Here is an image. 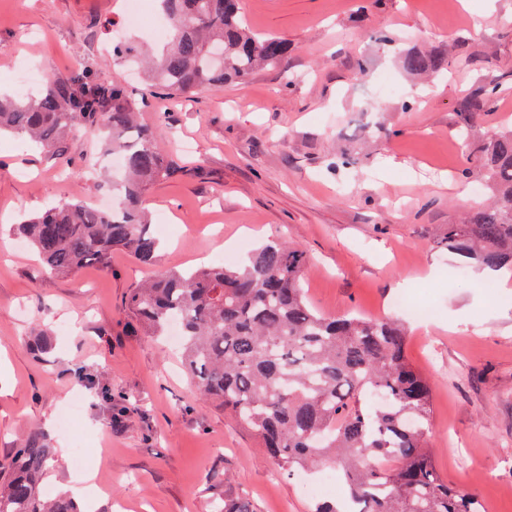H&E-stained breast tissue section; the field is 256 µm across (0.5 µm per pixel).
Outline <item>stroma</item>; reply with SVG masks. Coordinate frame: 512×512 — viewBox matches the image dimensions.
Wrapping results in <instances>:
<instances>
[{"label":"stroma","mask_w":512,"mask_h":512,"mask_svg":"<svg viewBox=\"0 0 512 512\" xmlns=\"http://www.w3.org/2000/svg\"><path fill=\"white\" fill-rule=\"evenodd\" d=\"M125 0H0V94L15 93L19 62L43 85L80 68L119 84L160 142L177 140L185 173L152 185V226L167 225L157 268L223 260L240 240L282 238L313 258L305 290L329 316L357 312L402 323L406 353L431 386L432 458L449 485L475 492L484 512H512V274L454 267L446 224L486 193L462 200L468 165L456 147L455 105L486 76L503 93L473 140L512 127V0H241L250 28L288 39L287 69L189 96L152 94L104 46ZM388 42H381V35ZM408 52L437 53V75L408 73ZM400 87L387 97L384 79ZM59 156L0 136V463L16 443L80 402L70 433L44 429L58 467L43 480L64 493L93 469L104 496L91 512H210L229 473L257 512H309L298 480L277 475L255 437L202 397L178 346L145 336L123 305L154 269L113 252L107 267L46 272L10 225L105 188L85 173L97 131ZM406 289L439 309L425 323L391 310ZM52 339L41 354L31 340Z\"/></svg>","instance_id":"stroma-1"}]
</instances>
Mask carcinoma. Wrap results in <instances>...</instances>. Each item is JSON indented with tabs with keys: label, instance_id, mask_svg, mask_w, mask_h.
I'll use <instances>...</instances> for the list:
<instances>
[{
	"label": "carcinoma",
	"instance_id": "cac0c4a2",
	"mask_svg": "<svg viewBox=\"0 0 512 512\" xmlns=\"http://www.w3.org/2000/svg\"><path fill=\"white\" fill-rule=\"evenodd\" d=\"M171 41L156 57L115 44L112 57L151 66L154 86L171 95L242 81L277 67L288 41L248 26L240 0H159ZM440 55L411 52L403 67L421 74L443 69ZM497 78L484 79L455 106L456 138L497 200L447 225L448 250L466 263L512 271V131L480 143L471 132L495 105ZM138 106L119 85L105 87L90 70L16 100L0 98V131L31 138L55 153L80 128L103 129L106 151L120 154L119 175L107 180L112 205L65 201L13 225L52 273L105 267L114 250L145 266L158 261L145 193L181 173L176 145L158 142L138 124ZM305 251L272 241L240 265L165 269L126 300L149 336L181 328L184 365L200 395L224 405L259 441L279 473L294 476L328 466L340 473L359 512H482L476 494L451 487L428 452L430 385L409 362L407 332L387 318L326 316L307 301ZM54 457L42 433L30 431L0 466V512H79L69 497L45 496ZM211 512H256L224 483Z\"/></svg>",
	"mask_w": 512,
	"mask_h": 512
}]
</instances>
